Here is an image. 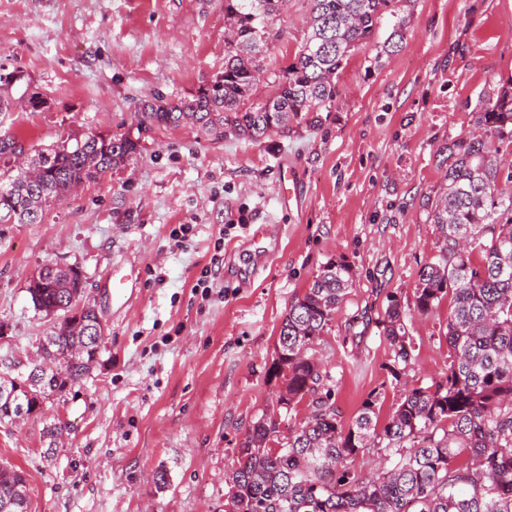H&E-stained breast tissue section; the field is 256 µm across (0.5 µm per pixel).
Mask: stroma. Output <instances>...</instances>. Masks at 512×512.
Here are the masks:
<instances>
[{"label":"stroma","instance_id":"35a3bbf8","mask_svg":"<svg viewBox=\"0 0 512 512\" xmlns=\"http://www.w3.org/2000/svg\"><path fill=\"white\" fill-rule=\"evenodd\" d=\"M398 10L401 47L377 55L389 33L379 23L340 71L330 111L260 140L160 131L42 223L0 224V361L36 355L52 323L27 292L46 265L78 267L107 326L86 379L41 415L0 423V463L25 471L32 512H224V477L279 390L266 373L282 319L329 260H346L353 282L309 354L341 422L371 393L389 405L446 372L448 302L409 320L413 358L397 380L378 321L390 295L412 303L437 251L428 212L441 149L512 78V0H400ZM310 13L311 0H288L274 18L254 102L274 94ZM225 41L224 0H0V75H19L13 96L47 101L0 113V131L27 148L117 131L152 95L209 83ZM283 169L300 181L288 210L276 201ZM260 224L275 225L277 245L253 276L238 253ZM116 271L132 276L133 294L113 296ZM49 421L67 435L50 458Z\"/></svg>","mask_w":512,"mask_h":512}]
</instances>
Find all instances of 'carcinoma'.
Returning a JSON list of instances; mask_svg holds the SVG:
<instances>
[{
	"instance_id": "obj_1",
	"label": "carcinoma",
	"mask_w": 512,
	"mask_h": 512,
	"mask_svg": "<svg viewBox=\"0 0 512 512\" xmlns=\"http://www.w3.org/2000/svg\"><path fill=\"white\" fill-rule=\"evenodd\" d=\"M400 0H312L309 32L294 58L276 78L273 96L251 102L271 29L269 21L285 0H224L229 39L224 70L189 97L156 94L134 113L130 126L115 133L59 139L34 150L41 193L31 192L23 170L11 164L16 137L0 134V224H36L75 186L119 172L144 150L150 134L195 125L219 140L228 133L258 139L285 130L310 112L329 110L339 95L338 75L350 55L367 45L386 16L397 18L371 61L394 52L406 19L397 17ZM482 133L445 146L447 165L429 212L438 231L437 254L422 267L413 309L429 315L449 300L446 340L451 362L445 376L429 386L404 390L385 421L380 395L364 400L347 426L337 418L318 365L299 354L327 329L350 285L351 267L330 260L306 291L288 306L267 376L281 381L276 399L285 414L276 421L260 412L237 449L234 478L224 494V512H512V195L497 184L512 181L498 162L500 148L512 145V80L479 113ZM39 288H27L35 311H55L56 320L39 346L42 359L58 365L20 403L0 400V421L18 408L31 413L53 395L79 382L101 352L89 326L90 312L79 307L84 288L75 267L38 271ZM407 312L396 296L380 320L394 353L389 367L408 365L412 346ZM75 346L83 355L72 363L58 357ZM311 398L310 414L284 438L281 422ZM373 451L377 471L362 476L359 454ZM25 473L0 469V506L24 512Z\"/></svg>"
}]
</instances>
